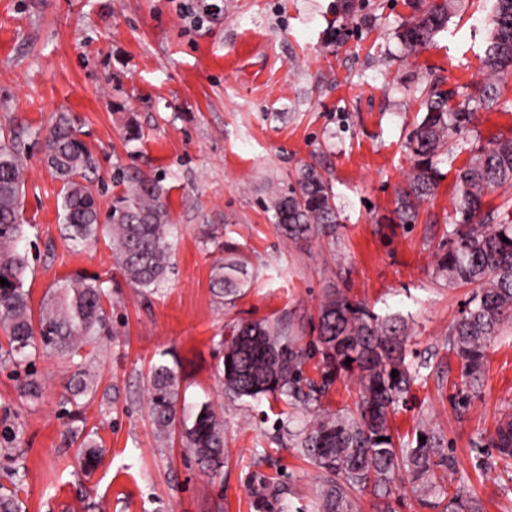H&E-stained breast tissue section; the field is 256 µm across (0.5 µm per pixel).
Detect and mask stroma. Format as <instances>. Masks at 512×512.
<instances>
[{
  "instance_id": "stroma-1",
  "label": "stroma",
  "mask_w": 512,
  "mask_h": 512,
  "mask_svg": "<svg viewBox=\"0 0 512 512\" xmlns=\"http://www.w3.org/2000/svg\"><path fill=\"white\" fill-rule=\"evenodd\" d=\"M196 27L181 0H0V139L20 133L21 201L40 253L25 288L39 308L55 282L78 272L105 281L112 335L84 347L97 374L67 413L74 364L53 354L0 362V486L24 512H320L324 477L299 452L297 432L320 409L354 406V375L335 377L311 406L264 396L234 400L218 366L228 326L265 320L309 343L318 308L339 291L382 318H399L418 375L390 415L393 433L441 438L448 482L483 512H512V464L491 442L512 419V322L487 350L482 381L464 387L448 356V328L474 289L452 285L435 256L454 221L455 174L473 154L512 137V75L498 107L482 111L435 159V194L415 224L397 223V193L411 168L408 138L423 93L452 103L484 80L489 0H466L447 29L417 51L396 33L414 0H207ZM67 113L91 150L93 189L108 211L126 175L159 179L174 224L171 271L141 295L115 268L107 240L75 245L62 232L61 187L41 138ZM139 129L129 137L128 124ZM330 182L341 223L334 238L290 241L267 202L301 165ZM232 247L244 270L233 297L211 272ZM176 361L187 406L224 416V465L201 469L181 442L153 433L147 377L161 353ZM40 385L38 397L24 390ZM94 434L99 466L83 474L72 436Z\"/></svg>"
}]
</instances>
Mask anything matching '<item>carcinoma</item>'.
Listing matches in <instances>:
<instances>
[{"label": "carcinoma", "mask_w": 512, "mask_h": 512, "mask_svg": "<svg viewBox=\"0 0 512 512\" xmlns=\"http://www.w3.org/2000/svg\"><path fill=\"white\" fill-rule=\"evenodd\" d=\"M460 0H417L418 15L397 31L408 50L427 45L448 23ZM490 35L483 65L488 81L457 106L448 105V92L432 88L424 100L425 115L412 132L408 148L412 167L398 194L396 217L415 223L418 208L435 190L439 172L433 158L450 140L470 128L481 110L497 106L501 78L512 72V0H492ZM46 161L62 183L65 239L96 243L106 238L125 280L146 293H156L170 269L171 216L157 182L126 179V189L102 214L90 188L92 154L65 113L59 114L44 138ZM24 168L13 139L0 142V328L9 358H27L39 351L73 358L99 337L109 334L103 301L104 281L75 274L54 285L39 314H34L24 289L30 261L21 197ZM512 187V138H500L475 154L456 174L455 222L448 247L437 255V272L448 283L475 288L469 307L448 330V354L458 363L461 380L474 388L481 380L486 350L504 322L512 319V224H484L483 198ZM273 211L281 236L290 240L332 237L339 208L332 186L313 166L304 165L295 183L272 192ZM508 242H503L502 238ZM241 264L230 256L218 263L211 285L219 296L233 295L243 286ZM222 383L234 398L270 394L295 400H317L316 390L303 391V366L319 356L324 380L345 371L356 374V411H323L298 434L300 453L325 477L322 512H353L350 491L372 486L381 498L391 492L394 475L406 473L411 483L437 492L429 506L440 512H481L482 506L461 490L446 488L448 461L440 453V438L405 447L395 441L389 423L392 406L406 398L416 372L406 363L404 337L393 321L378 320L364 306L339 292L319 307V335L302 347L267 321L241 322L223 340ZM352 362L345 363L346 359ZM398 374H392V371ZM95 374L80 363L69 389L73 399L93 392ZM181 378L177 367L160 359L148 373V413L160 438L180 430L181 440L196 463L213 473L224 464V418L204 402L178 414ZM495 447L505 462L512 459V421L498 425ZM80 466L88 471L102 456L99 445L84 435L78 445ZM0 512H22L15 492L0 487Z\"/></svg>", "instance_id": "cac0c4a2"}]
</instances>
